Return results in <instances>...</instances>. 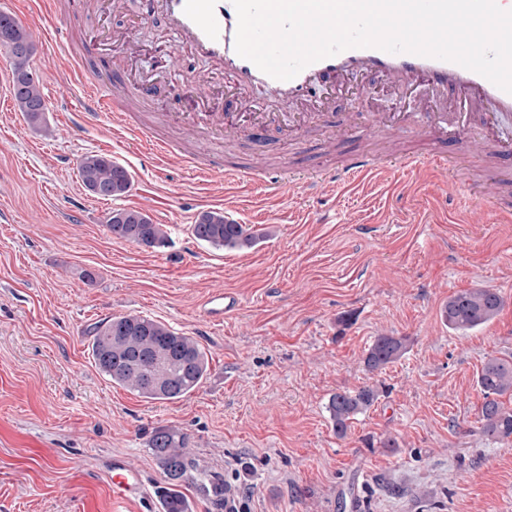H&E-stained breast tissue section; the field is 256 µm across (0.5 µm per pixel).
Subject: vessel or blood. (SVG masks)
Instances as JSON below:
<instances>
[{"mask_svg":"<svg viewBox=\"0 0 512 512\" xmlns=\"http://www.w3.org/2000/svg\"><path fill=\"white\" fill-rule=\"evenodd\" d=\"M142 15L152 19L164 16L179 40L196 55L219 65L230 85L235 88H263L278 100L288 104V123L299 130L308 109L331 111L338 96L344 95L360 77L375 73L387 77L400 99H408L415 87H423L426 97L419 104L418 115L408 112H387L379 122L386 128L402 130L413 126L434 140L459 136L472 140L475 146L497 145L502 156L512 155V143L500 141L496 130L503 117L512 116V93L500 89L482 75L456 63L411 53H388L377 48H351L306 66L288 81L275 79L251 61L238 55L235 49L238 26L237 11L232 0H144ZM467 106L481 113L484 125L474 131L467 124L447 128L448 114ZM125 100L104 81H91L86 90L80 116L93 123L124 116ZM175 123L203 128L214 134L224 132V115L220 112H175ZM144 158L150 164L176 162L187 170L211 177L220 176L225 182L237 181L242 175L237 166L223 158L202 154H186L171 143L147 137ZM392 163L408 169L418 168L415 156L393 154L388 160L367 152L348 155L340 167H324L307 179L314 187L346 184L363 179L381 169L383 163ZM235 307V299L220 291L212 294L203 305V315L213 322L223 321ZM141 484L137 470L123 460L112 464V494L127 500L140 494Z\"/></svg>","mask_w":512,"mask_h":512,"instance_id":"vessel-or-blood-1","label":"vessel or blood"}]
</instances>
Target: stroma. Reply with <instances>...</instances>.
Listing matches in <instances>:
<instances>
[{"label":"stroma","mask_w":512,"mask_h":512,"mask_svg":"<svg viewBox=\"0 0 512 512\" xmlns=\"http://www.w3.org/2000/svg\"><path fill=\"white\" fill-rule=\"evenodd\" d=\"M30 31L29 61L50 98L51 135L34 131L12 93L13 59L0 51V512H161L165 478L148 448L154 428L189 437L198 471L223 481V502L182 492L193 512H512V441L481 431L476 376L492 357H512V161L463 139L419 134L405 151L445 153L453 177L425 167L383 169L332 191L258 189L265 165L312 172L367 149L388 156L387 137L344 130L355 113L372 124L399 105L388 80L368 76L355 98L314 116L297 136L272 126L212 137L215 155L249 177L227 185L181 166L142 160L140 138L108 125L76 126L86 90L45 32L56 18L36 0H7ZM91 75L123 90L150 79L137 117L149 133L192 144L173 112H245L258 90H228L141 0H61ZM102 153L131 173L130 192L90 195L77 164ZM492 188L495 211L464 208L458 192ZM146 211L169 240L145 248L112 238L113 209ZM217 209L264 230L248 250L197 240V216ZM500 291L491 322L465 333L442 321L450 297ZM237 296L215 324L200 313L213 291ZM136 313L193 336L208 355L202 387L173 402L149 401L96 367L88 328ZM404 337L403 356L378 372L364 357L376 336ZM373 386L378 400L337 437L330 396ZM391 438L395 447H383ZM136 468L142 496L114 499V459Z\"/></svg>","instance_id":"1"}]
</instances>
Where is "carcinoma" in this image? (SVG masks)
Listing matches in <instances>:
<instances>
[{"mask_svg":"<svg viewBox=\"0 0 512 512\" xmlns=\"http://www.w3.org/2000/svg\"><path fill=\"white\" fill-rule=\"evenodd\" d=\"M0 49L15 62L13 96L27 125L50 134L46 123V105L40 76L29 68L34 42L29 32L7 14H0ZM78 173L84 188L95 197L118 198L132 186L129 171L111 157L88 153L78 161ZM106 227L113 236L145 248H160L168 242L165 225L156 224L142 210L114 209L107 214ZM198 240L218 247L250 249L264 236L251 233L243 225L228 220L222 211H206L192 225ZM504 303L499 291L473 288L448 299L443 319L448 329L467 332L490 322ZM92 336L91 355L99 371L112 383L151 401L180 400L201 388L208 372L206 353L192 336L178 333L166 324L126 314L103 319L88 329ZM406 350L405 339L380 335L369 347L364 364L370 371L382 370L398 360ZM483 396L479 421L482 433L496 440L512 438V408L501 397L512 395V360L490 358L477 375ZM377 391L369 386L333 394L328 411L336 434H346L351 420L366 412L377 400ZM188 437L175 427H159L149 440L158 466L170 475L173 467L183 470V478L196 470L188 450ZM171 479L160 488L164 512H192L187 497Z\"/></svg>","mask_w":512,"mask_h":512,"instance_id":"1","label":"carcinoma"}]
</instances>
